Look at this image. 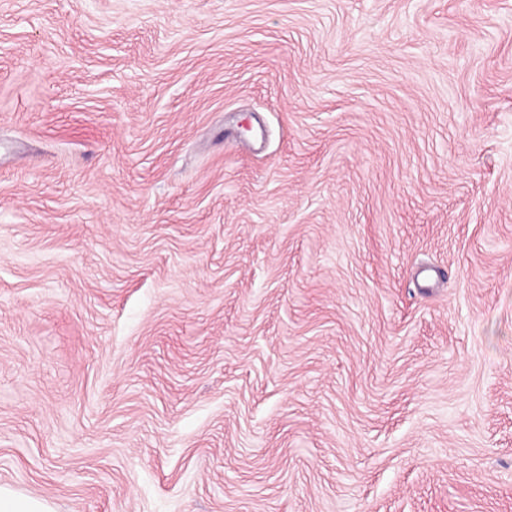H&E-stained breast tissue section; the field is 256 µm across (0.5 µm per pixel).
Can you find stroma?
Wrapping results in <instances>:
<instances>
[{
	"mask_svg": "<svg viewBox=\"0 0 512 512\" xmlns=\"http://www.w3.org/2000/svg\"><path fill=\"white\" fill-rule=\"evenodd\" d=\"M0 486L512 512V0H0Z\"/></svg>",
	"mask_w": 512,
	"mask_h": 512,
	"instance_id": "obj_1",
	"label": "stroma"
}]
</instances>
